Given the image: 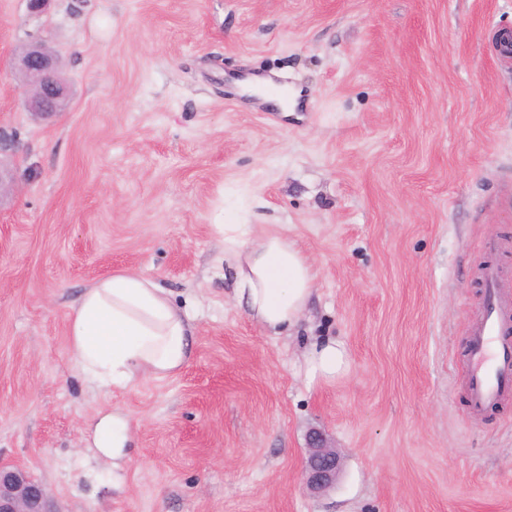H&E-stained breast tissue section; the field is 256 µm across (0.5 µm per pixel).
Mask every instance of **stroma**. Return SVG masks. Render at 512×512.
<instances>
[{
    "instance_id": "stroma-1",
    "label": "stroma",
    "mask_w": 512,
    "mask_h": 512,
    "mask_svg": "<svg viewBox=\"0 0 512 512\" xmlns=\"http://www.w3.org/2000/svg\"><path fill=\"white\" fill-rule=\"evenodd\" d=\"M512 0H0V458L59 512H512V401L474 413L467 331L483 246L512 234ZM40 41L68 111L27 112L14 67ZM302 90L267 109L233 80ZM284 225L315 271L271 335L235 293L225 210ZM188 310L174 378L103 391L72 305L116 271ZM326 340L349 372L308 378ZM131 426L120 468L97 421ZM319 428L342 457L302 479ZM341 467V455L327 435L320 429H313L308 436L302 470L305 485L312 491L324 492L336 482Z\"/></svg>"
}]
</instances>
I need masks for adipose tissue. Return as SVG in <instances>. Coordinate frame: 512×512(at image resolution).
Instances as JSON below:
<instances>
[{
    "label": "adipose tissue",
    "instance_id": "obj_1",
    "mask_svg": "<svg viewBox=\"0 0 512 512\" xmlns=\"http://www.w3.org/2000/svg\"><path fill=\"white\" fill-rule=\"evenodd\" d=\"M224 254L235 270L237 295L271 334L295 324L313 292L307 257L279 225L259 236L225 215ZM68 336L80 370L99 388L135 387L139 378L178 374L193 355L190 314L176 306L167 288L139 273L120 271L96 281L74 303ZM343 343L329 340L307 358L312 377L333 378L349 368ZM130 423L112 412L95 428V454L118 463L128 455Z\"/></svg>",
    "mask_w": 512,
    "mask_h": 512
}]
</instances>
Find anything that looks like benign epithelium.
Instances as JSON below:
<instances>
[{
    "instance_id": "7a95c632",
    "label": "benign epithelium",
    "mask_w": 512,
    "mask_h": 512,
    "mask_svg": "<svg viewBox=\"0 0 512 512\" xmlns=\"http://www.w3.org/2000/svg\"><path fill=\"white\" fill-rule=\"evenodd\" d=\"M25 87L24 105L30 112H64L70 91L60 76L58 59L41 42L26 46L18 59ZM342 467V459L327 435L314 429L308 436L302 476L312 491L331 488ZM0 512H57L45 486L21 466L0 459Z\"/></svg>"
}]
</instances>
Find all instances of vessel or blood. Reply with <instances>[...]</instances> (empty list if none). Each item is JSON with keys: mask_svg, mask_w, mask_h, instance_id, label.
Returning a JSON list of instances; mask_svg holds the SVG:
<instances>
[{"mask_svg": "<svg viewBox=\"0 0 512 512\" xmlns=\"http://www.w3.org/2000/svg\"><path fill=\"white\" fill-rule=\"evenodd\" d=\"M511 248L512 238L493 240L491 257L478 271L485 299L470 328L467 383L470 405L478 412L497 407L512 395V323L507 320L512 295L504 291L512 272L495 259L496 253Z\"/></svg>", "mask_w": 512, "mask_h": 512, "instance_id": "vessel-or-blood-1", "label": "vessel or blood"}]
</instances>
